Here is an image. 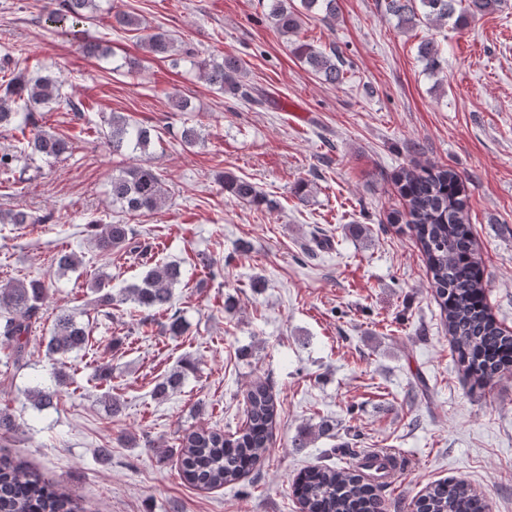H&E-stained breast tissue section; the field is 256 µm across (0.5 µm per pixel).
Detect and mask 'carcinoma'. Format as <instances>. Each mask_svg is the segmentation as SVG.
<instances>
[{"instance_id": "cac0c4a2", "label": "carcinoma", "mask_w": 512, "mask_h": 512, "mask_svg": "<svg viewBox=\"0 0 512 512\" xmlns=\"http://www.w3.org/2000/svg\"><path fill=\"white\" fill-rule=\"evenodd\" d=\"M296 9L290 0H272L269 18L283 35L297 33L302 11H317L323 20L336 18V0H299ZM501 0H384L387 14L397 19L401 30H412L428 21L454 20L462 28L468 19L493 13ZM98 8V0H47L45 21L62 26L79 25L87 13ZM112 29L139 31V17L125 11L112 15ZM146 53L170 58L173 63L189 59L198 75L210 86L234 96H248L239 77L244 74L242 61L232 55L194 60V52L166 31L141 38ZM22 49L8 51L0 57V132H17V145L0 154V173L11 174L21 162L38 156L57 160L71 153L69 139L41 126L40 110L50 108L62 98V85L49 70L27 76L16 71ZM293 53L318 78L331 85L344 79L343 60L336 49L323 50L309 43L296 42ZM418 56L425 68L440 66V50L432 40L419 44ZM103 132L105 144L114 153L139 154V162L112 177V203L126 213L142 214L158 210L168 200V190L149 158L155 129L132 122L122 115H112ZM400 197L405 201L406 224L413 231L429 273L435 298L445 317L452 352L472 386L482 388L495 377L512 371V334L502 329L487 303L483 270L475 249L471 225L468 224V196L462 180L452 169L435 165L401 167L393 174ZM222 184L233 202L263 206L271 204L245 178L230 173ZM44 217L23 210L0 211L1 224H41ZM94 242L102 255L127 247L137 236L130 224H92ZM141 265L148 267L141 279L112 292L107 277L99 275L91 284L98 308L109 317L112 307L133 304L138 323L146 327L156 317L166 318V332L184 334L180 311L174 308V288L182 282L178 263L150 265L148 248L138 252ZM52 282L42 278L16 280L0 285V336L10 350V358L23 361L28 337L39 318ZM89 328L73 315L60 313L50 329L46 353L57 382L66 379L69 356L87 349ZM194 366L185 362L167 372L154 388V395L166 398L177 391ZM28 398L38 410L51 408L57 390L34 387ZM246 424L232 434L218 429H196L182 435L179 442L181 479L192 487L214 489L235 485L250 469L261 464L272 447L273 430L279 416V403L267 381L249 385L245 399ZM383 465L373 455L356 467L314 466L300 472L294 492L301 512H386L381 494L384 483L366 475L364 469ZM487 504L471 485L463 480L435 483L417 502V512H486ZM0 512H84L80 503L68 493L45 480L34 469L15 463L0 454Z\"/></svg>"}]
</instances>
